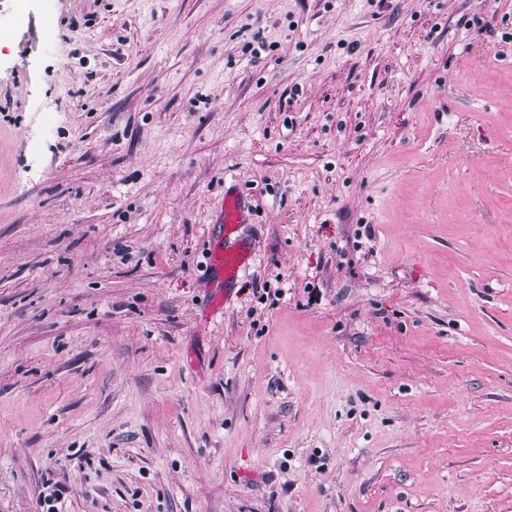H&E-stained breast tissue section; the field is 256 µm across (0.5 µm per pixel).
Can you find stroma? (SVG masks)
<instances>
[{
	"label": "stroma",
	"instance_id": "stroma-1",
	"mask_svg": "<svg viewBox=\"0 0 512 512\" xmlns=\"http://www.w3.org/2000/svg\"><path fill=\"white\" fill-rule=\"evenodd\" d=\"M0 32V512H512V0ZM244 206L237 191H225L222 224L215 231V245L209 257V269L216 283L207 314L212 317L224 312L228 290L232 289L250 266L252 251L237 238L239 224L244 223Z\"/></svg>",
	"mask_w": 512,
	"mask_h": 512
}]
</instances>
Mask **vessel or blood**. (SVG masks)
<instances>
[{
	"mask_svg": "<svg viewBox=\"0 0 512 512\" xmlns=\"http://www.w3.org/2000/svg\"><path fill=\"white\" fill-rule=\"evenodd\" d=\"M244 221V206L238 192L224 194V216L215 232V245L209 257L210 275L215 283L207 313H222L229 289H232L250 266L252 251L237 237Z\"/></svg>",
	"mask_w": 512,
	"mask_h": 512,
	"instance_id": "1",
	"label": "vessel or blood"
}]
</instances>
